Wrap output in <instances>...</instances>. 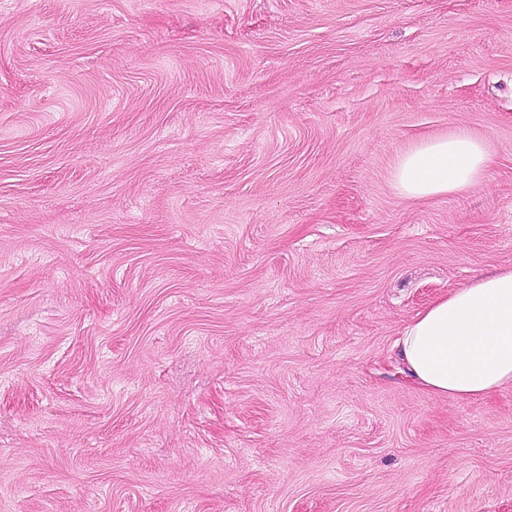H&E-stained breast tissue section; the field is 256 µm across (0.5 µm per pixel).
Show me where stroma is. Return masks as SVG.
<instances>
[{"instance_id":"obj_1","label":"stroma","mask_w":512,"mask_h":512,"mask_svg":"<svg viewBox=\"0 0 512 512\" xmlns=\"http://www.w3.org/2000/svg\"><path fill=\"white\" fill-rule=\"evenodd\" d=\"M511 266L512 0H0V512H512V388L394 358ZM490 159L484 140L458 130L406 152L397 162L393 179L407 197L445 196L478 183Z\"/></svg>"}]
</instances>
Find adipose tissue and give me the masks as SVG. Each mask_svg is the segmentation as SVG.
<instances>
[{
    "mask_svg": "<svg viewBox=\"0 0 512 512\" xmlns=\"http://www.w3.org/2000/svg\"><path fill=\"white\" fill-rule=\"evenodd\" d=\"M490 159L484 140L458 130L406 152L393 179L408 197L445 196L478 183ZM397 346L412 380L432 395L470 401L512 388V268L431 302Z\"/></svg>",
    "mask_w": 512,
    "mask_h": 512,
    "instance_id": "1",
    "label": "adipose tissue"
}]
</instances>
